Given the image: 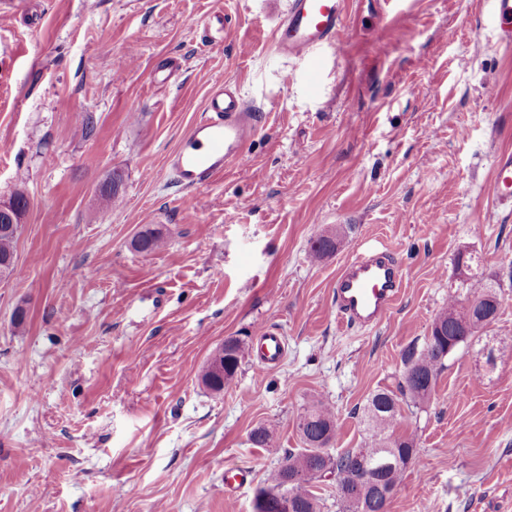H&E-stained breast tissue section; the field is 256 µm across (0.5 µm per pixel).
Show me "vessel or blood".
Wrapping results in <instances>:
<instances>
[{
    "label": "vessel or blood",
    "mask_w": 512,
    "mask_h": 512,
    "mask_svg": "<svg viewBox=\"0 0 512 512\" xmlns=\"http://www.w3.org/2000/svg\"><path fill=\"white\" fill-rule=\"evenodd\" d=\"M344 0H288L274 30L276 52L286 59L314 58L324 48L346 51ZM261 126V113L239 87L224 81L207 96L205 116L179 142L170 158L176 182L186 189L210 186L228 165L239 162L246 145ZM490 192L497 200L512 201V153L495 159ZM403 288L402 271L384 247H369L347 262L333 291L341 325L374 328L390 313ZM284 344L273 328H264L258 348V370L280 364Z\"/></svg>",
    "instance_id": "vessel-or-blood-1"
}]
</instances>
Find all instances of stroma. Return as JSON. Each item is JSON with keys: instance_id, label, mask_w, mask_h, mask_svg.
<instances>
[{"instance_id": "obj_1", "label": "stroma", "mask_w": 512, "mask_h": 512, "mask_svg": "<svg viewBox=\"0 0 512 512\" xmlns=\"http://www.w3.org/2000/svg\"><path fill=\"white\" fill-rule=\"evenodd\" d=\"M285 3L0 5V199L28 200L21 274L0 280V512H253L312 400L335 409L333 453L361 446L368 399L472 277L498 285V319L403 411L418 461L387 512H512V203L489 193L512 152V46L490 0H347L348 54L314 65L274 51ZM226 79L263 127L222 179L180 188L168 158ZM147 228L166 244L141 253ZM328 232L336 252L312 260ZM369 245L402 291L379 326H340L332 288ZM265 326L280 365L201 384L219 343ZM236 467L246 482L226 483Z\"/></svg>"}]
</instances>
